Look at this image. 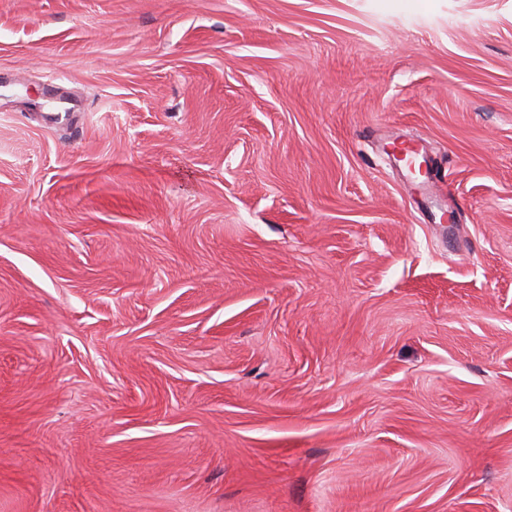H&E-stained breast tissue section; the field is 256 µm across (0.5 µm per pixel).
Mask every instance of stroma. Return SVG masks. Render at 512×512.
<instances>
[{
	"instance_id": "obj_1",
	"label": "stroma",
	"mask_w": 512,
	"mask_h": 512,
	"mask_svg": "<svg viewBox=\"0 0 512 512\" xmlns=\"http://www.w3.org/2000/svg\"><path fill=\"white\" fill-rule=\"evenodd\" d=\"M0 512H512V0H0Z\"/></svg>"
}]
</instances>
